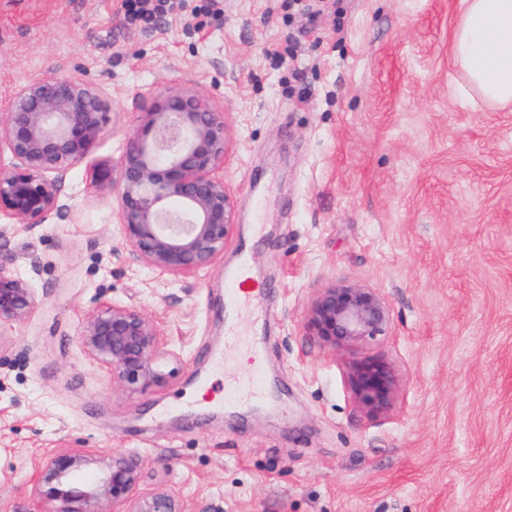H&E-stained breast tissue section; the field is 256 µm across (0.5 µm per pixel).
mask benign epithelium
<instances>
[{
    "label": "benign epithelium",
    "mask_w": 512,
    "mask_h": 512,
    "mask_svg": "<svg viewBox=\"0 0 512 512\" xmlns=\"http://www.w3.org/2000/svg\"><path fill=\"white\" fill-rule=\"evenodd\" d=\"M111 101L99 87L68 75L40 76L16 89L0 113V215L33 231L65 211L59 186L67 172L96 150L110 122ZM228 133L221 113L197 91L176 86L156 93L139 113L119 160L101 161L91 174L95 190L112 197L120 233L153 273L195 274L224 255L236 226V204L224 184ZM22 275L0 256V331L27 320L37 306L33 275ZM312 335L331 352H354L391 333V310L377 290L344 282L321 289L308 311ZM84 353L130 395L179 373L181 358L156 320L139 309L101 301L79 324ZM345 379L352 400L368 415L387 412L397 376L387 362L354 358ZM95 465L89 483L75 476ZM142 460L134 454L109 460L85 448L51 452L38 466L37 496L52 512H188L185 501L160 486L140 490Z\"/></svg>",
    "instance_id": "benign-epithelium-1"
}]
</instances>
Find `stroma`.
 <instances>
[{"mask_svg": "<svg viewBox=\"0 0 512 512\" xmlns=\"http://www.w3.org/2000/svg\"><path fill=\"white\" fill-rule=\"evenodd\" d=\"M119 0H0V100L36 76L103 79L98 159L118 158L154 89L178 81L224 117L237 228L206 272L146 269L87 165L61 184L68 211L36 231L0 219V254L31 258L39 306L0 331V512H39L50 451L133 452L140 487L191 512H512V106H490L452 57L460 0H329L316 30L283 0H224L144 31ZM287 48L278 63L271 48ZM250 256L270 319L266 406L204 399L242 361L224 350V274ZM378 289L392 334L387 413L351 399L344 356L306 328L316 293ZM156 318L183 366L131 396L85 355L99 301Z\"/></svg>", "mask_w": 512, "mask_h": 512, "instance_id": "stroma-1", "label": "stroma"}]
</instances>
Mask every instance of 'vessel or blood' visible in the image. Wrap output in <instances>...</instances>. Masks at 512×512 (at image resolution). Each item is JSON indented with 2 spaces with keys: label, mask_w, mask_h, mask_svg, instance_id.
I'll return each mask as SVG.
<instances>
[{
  "label": "vessel or blood",
  "mask_w": 512,
  "mask_h": 512,
  "mask_svg": "<svg viewBox=\"0 0 512 512\" xmlns=\"http://www.w3.org/2000/svg\"><path fill=\"white\" fill-rule=\"evenodd\" d=\"M248 263H241L234 271L225 276V300L229 307L235 309L238 317L229 321L224 329V357L233 359L242 347L241 318L257 322L264 320L266 311L262 302L263 292L254 287L248 275ZM259 362L252 364L238 376L225 380V398L242 401L245 399L261 400L265 394L259 383Z\"/></svg>",
  "instance_id": "b4317fda"
}]
</instances>
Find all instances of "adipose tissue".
Returning <instances> with one entry per match:
<instances>
[{
	"label": "adipose tissue",
	"mask_w": 512,
	"mask_h": 512,
	"mask_svg": "<svg viewBox=\"0 0 512 512\" xmlns=\"http://www.w3.org/2000/svg\"><path fill=\"white\" fill-rule=\"evenodd\" d=\"M453 51L488 101L512 102V0H463Z\"/></svg>",
	"instance_id": "obj_1"
}]
</instances>
